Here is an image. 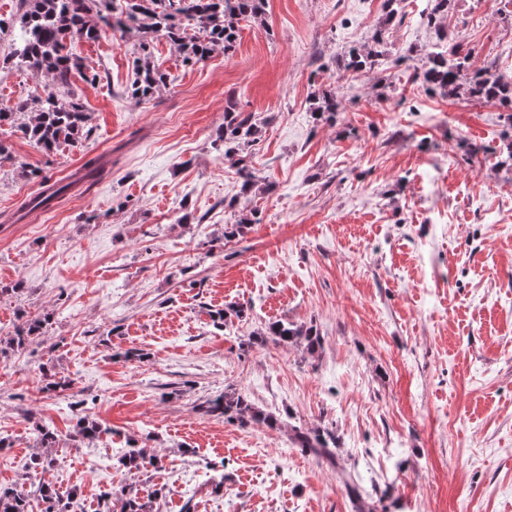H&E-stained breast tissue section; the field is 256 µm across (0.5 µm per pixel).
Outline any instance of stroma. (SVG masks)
<instances>
[{
	"label": "stroma",
	"instance_id": "obj_1",
	"mask_svg": "<svg viewBox=\"0 0 512 512\" xmlns=\"http://www.w3.org/2000/svg\"><path fill=\"white\" fill-rule=\"evenodd\" d=\"M428 0H268L236 48L186 66L165 37L153 62L173 83L128 93L138 37L106 33L76 53L100 75L71 78L86 140L47 153L0 127V337L21 317L50 323L0 358V486L36 453V425L59 436L50 481L96 512L102 490L159 489L153 512H358L338 473L354 472L373 512H512V108L425 92L415 73L438 42L471 69L512 77V7L454 0L444 29ZM20 0H0V106L32 99L19 68ZM384 32L381 73L353 76L345 53ZM343 110L314 121L315 92ZM234 100L265 123L250 157L262 191L240 192L214 144ZM107 172L30 209L42 179L86 160ZM257 224L225 241V225ZM243 305L220 323L216 310ZM274 321L317 328L321 344L250 343ZM69 377V394L44 374ZM281 426L204 413L224 391ZM112 435L73 447L80 418ZM330 433L334 461L295 429ZM153 448L160 468L116 459Z\"/></svg>",
	"mask_w": 512,
	"mask_h": 512
}]
</instances>
